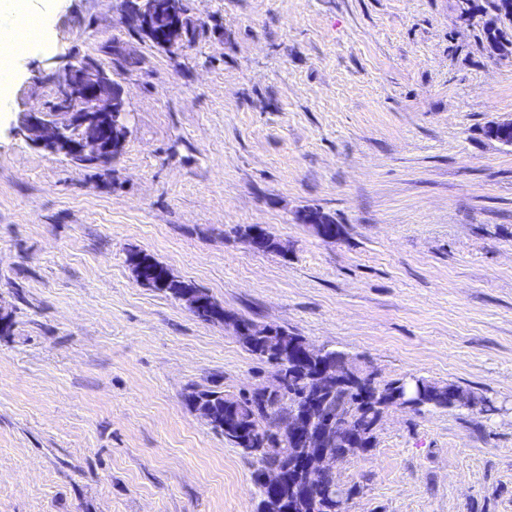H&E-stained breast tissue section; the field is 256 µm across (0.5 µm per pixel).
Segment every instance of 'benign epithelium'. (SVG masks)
<instances>
[{"mask_svg": "<svg viewBox=\"0 0 512 512\" xmlns=\"http://www.w3.org/2000/svg\"><path fill=\"white\" fill-rule=\"evenodd\" d=\"M124 17L131 28L149 35L161 18H166V33L181 30L182 16L173 0H124ZM53 112L63 116L51 120L43 112H22L17 133L43 149L75 158L85 164L110 165L121 154L128 135V116L122 88L104 69L90 58L69 61ZM487 135L512 147V117L498 120L487 127ZM299 223L306 225L323 240L336 239V228L319 223L313 213L302 212ZM180 300L193 313L210 309L209 300L201 293L186 292ZM350 379L348 367L338 364L320 369L312 377L314 394L295 410L281 428L288 435V447L303 449L298 470L316 478L336 470L334 449L345 439H354L360 431L357 418L338 415L326 409L327 384H343Z\"/></svg>", "mask_w": 512, "mask_h": 512, "instance_id": "1", "label": "benign epithelium"}]
</instances>
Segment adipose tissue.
Returning a JSON list of instances; mask_svg holds the SVG:
<instances>
[{"mask_svg":"<svg viewBox=\"0 0 512 512\" xmlns=\"http://www.w3.org/2000/svg\"><path fill=\"white\" fill-rule=\"evenodd\" d=\"M46 35L45 14L31 11L26 0H0V88L13 82L14 60Z\"/></svg>","mask_w":512,"mask_h":512,"instance_id":"ef3b65f1","label":"adipose tissue"}]
</instances>
